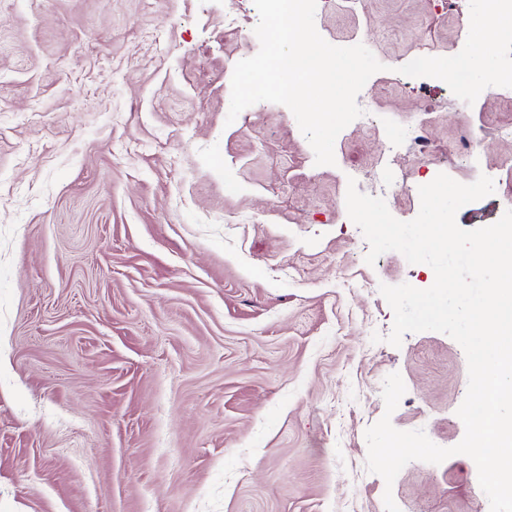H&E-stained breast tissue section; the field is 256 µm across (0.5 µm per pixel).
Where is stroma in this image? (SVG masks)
<instances>
[{"instance_id": "obj_1", "label": "stroma", "mask_w": 512, "mask_h": 512, "mask_svg": "<svg viewBox=\"0 0 512 512\" xmlns=\"http://www.w3.org/2000/svg\"><path fill=\"white\" fill-rule=\"evenodd\" d=\"M436 2L317 9L327 42L384 66L361 91L374 121L318 166L286 106L227 119L260 48L252 0H0V512H385L387 493L400 512H490L469 456L390 486L366 467L389 374L393 426L452 447L468 367L440 332L387 343L380 284L435 277L396 251L366 263L348 183L403 177L388 209L409 221L437 174L512 162L494 133L512 88L460 112L444 81L399 72L464 47ZM419 117L434 155L389 156ZM504 203L456 222L490 226Z\"/></svg>"}]
</instances>
